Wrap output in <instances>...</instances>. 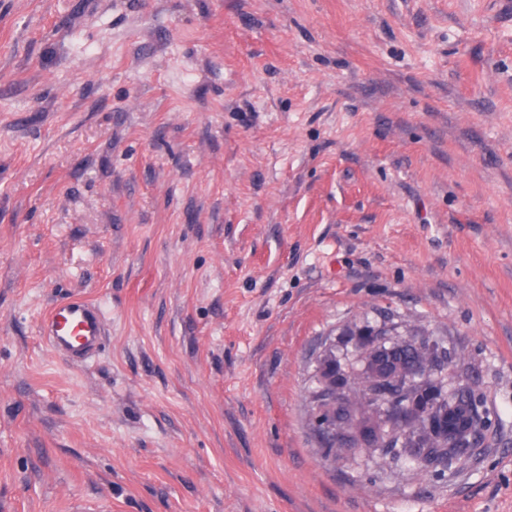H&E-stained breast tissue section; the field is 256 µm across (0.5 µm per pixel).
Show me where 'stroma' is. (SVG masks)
Wrapping results in <instances>:
<instances>
[{
  "label": "stroma",
  "instance_id": "stroma-1",
  "mask_svg": "<svg viewBox=\"0 0 512 512\" xmlns=\"http://www.w3.org/2000/svg\"><path fill=\"white\" fill-rule=\"evenodd\" d=\"M388 320L499 419L445 478L312 429ZM77 499L512 512V0H0V512ZM101 307L81 299L55 302L49 309L44 334L49 346L72 361L94 356L105 336ZM317 389L313 395L315 405L336 411L347 406V375L336 367V357L326 353L317 368Z\"/></svg>",
  "mask_w": 512,
  "mask_h": 512
}]
</instances>
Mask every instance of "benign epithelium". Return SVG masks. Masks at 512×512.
Instances as JSON below:
<instances>
[{"instance_id":"7a95c632","label":"benign epithelium","mask_w":512,"mask_h":512,"mask_svg":"<svg viewBox=\"0 0 512 512\" xmlns=\"http://www.w3.org/2000/svg\"><path fill=\"white\" fill-rule=\"evenodd\" d=\"M406 347L416 349L420 358L405 367L396 353ZM355 351L368 377L375 414L363 422L351 413L316 431L319 440L328 441L339 454L357 448H392L430 468L440 465L429 447L433 439L446 442V451L467 458L480 450L476 415L466 410L469 382L463 377L447 382L442 367L451 352L439 339L418 333L401 336L391 325L380 324L356 332ZM347 380L336 367V357L324 354L317 368L314 403L333 411L346 407Z\"/></svg>"}]
</instances>
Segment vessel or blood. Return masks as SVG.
Listing matches in <instances>:
<instances>
[{
  "mask_svg": "<svg viewBox=\"0 0 512 512\" xmlns=\"http://www.w3.org/2000/svg\"><path fill=\"white\" fill-rule=\"evenodd\" d=\"M105 330L106 318L101 307L74 299L58 301L50 307L44 334L56 353L82 362L98 352Z\"/></svg>",
  "mask_w": 512,
  "mask_h": 512,
  "instance_id": "b4317fda",
  "label": "vessel or blood"
}]
</instances>
